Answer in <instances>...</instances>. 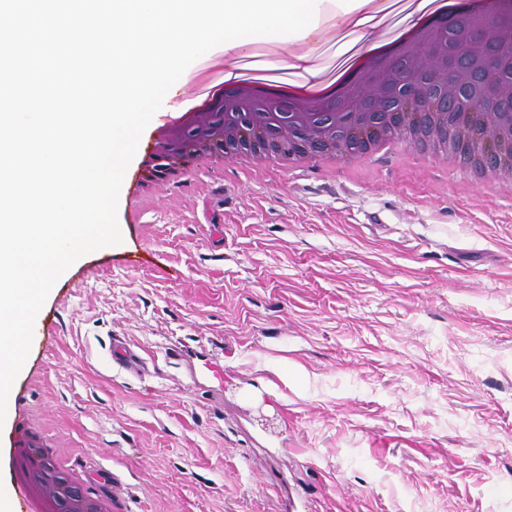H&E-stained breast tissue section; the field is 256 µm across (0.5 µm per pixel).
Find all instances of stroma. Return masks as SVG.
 <instances>
[{"instance_id":"35a3bbf8","label":"stroma","mask_w":512,"mask_h":512,"mask_svg":"<svg viewBox=\"0 0 512 512\" xmlns=\"http://www.w3.org/2000/svg\"><path fill=\"white\" fill-rule=\"evenodd\" d=\"M411 155H220L149 191L134 157L122 243L43 305L0 486L31 425L114 512H512V184ZM331 156L332 154H325L321 152H310L307 154L300 155L295 152H288V150H285L278 154L270 155L268 157V161L273 165L288 164V167H294L303 164H308L311 162H325ZM52 340H53L52 326L49 324L47 316L44 315V312L41 309L35 319L34 328H33V339H32L30 352L36 348H42L44 346H48L52 342ZM30 352H29V354H30ZM29 354H28V356H29ZM28 356L25 360V363L28 359ZM25 363H24V365H25Z\"/></svg>"}]
</instances>
